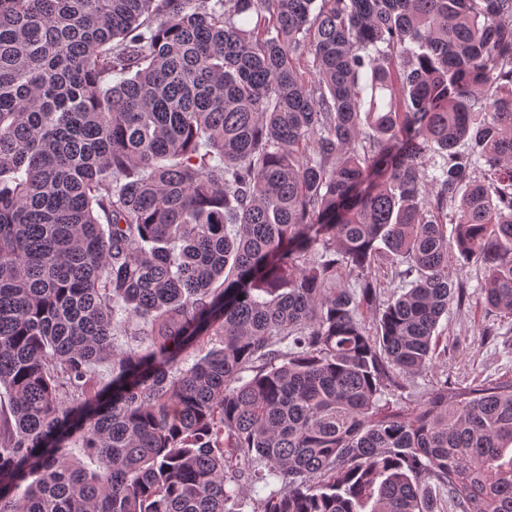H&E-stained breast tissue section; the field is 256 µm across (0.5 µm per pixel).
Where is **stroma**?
Instances as JSON below:
<instances>
[{
    "label": "stroma",
    "mask_w": 512,
    "mask_h": 512,
    "mask_svg": "<svg viewBox=\"0 0 512 512\" xmlns=\"http://www.w3.org/2000/svg\"><path fill=\"white\" fill-rule=\"evenodd\" d=\"M460 278L467 282L470 296L464 304L450 305L447 318L441 319L440 339L432 368L408 379L406 390L398 396L401 406L427 399L436 379L466 385L512 375V318L487 310L480 295L483 270L474 262H458ZM493 335H486V328Z\"/></svg>",
    "instance_id": "35a3bbf8"
}]
</instances>
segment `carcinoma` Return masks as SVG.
<instances>
[{
    "label": "carcinoma",
    "mask_w": 512,
    "mask_h": 512,
    "mask_svg": "<svg viewBox=\"0 0 512 512\" xmlns=\"http://www.w3.org/2000/svg\"><path fill=\"white\" fill-rule=\"evenodd\" d=\"M456 254L511 315L512 0H0V512H512V377L389 400ZM396 263H393L391 259H385L380 257L372 265L373 273L380 284L381 299H386L390 295L399 294L401 292L398 286L400 285L399 280L395 278Z\"/></svg>",
    "instance_id": "carcinoma-1"
}]
</instances>
